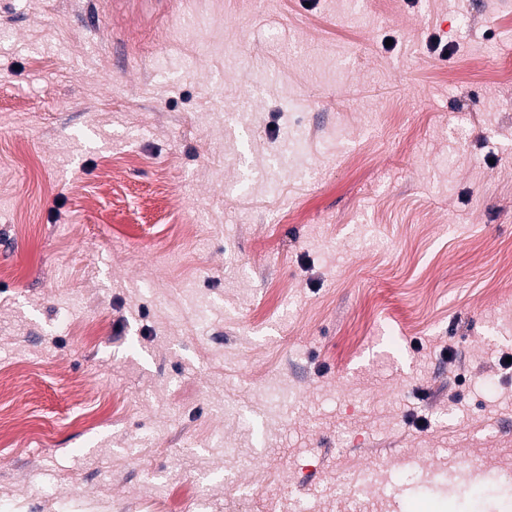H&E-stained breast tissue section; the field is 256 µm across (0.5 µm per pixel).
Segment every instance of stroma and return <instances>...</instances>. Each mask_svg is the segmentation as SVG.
<instances>
[{"mask_svg": "<svg viewBox=\"0 0 512 512\" xmlns=\"http://www.w3.org/2000/svg\"><path fill=\"white\" fill-rule=\"evenodd\" d=\"M1 30L0 502L512 512L463 466L512 475V0H0Z\"/></svg>", "mask_w": 512, "mask_h": 512, "instance_id": "35a3bbf8", "label": "stroma"}]
</instances>
